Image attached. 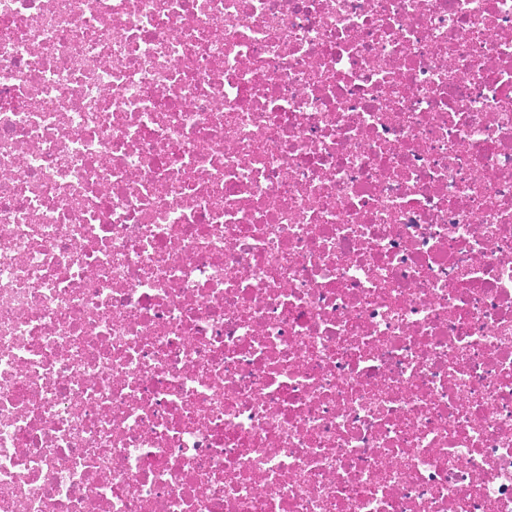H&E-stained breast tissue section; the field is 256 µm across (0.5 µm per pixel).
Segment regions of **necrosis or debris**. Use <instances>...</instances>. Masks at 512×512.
<instances>
[{
  "label": "necrosis or debris",
  "instance_id": "1",
  "mask_svg": "<svg viewBox=\"0 0 512 512\" xmlns=\"http://www.w3.org/2000/svg\"><path fill=\"white\" fill-rule=\"evenodd\" d=\"M0 512H512V0H0Z\"/></svg>",
  "mask_w": 512,
  "mask_h": 512
}]
</instances>
